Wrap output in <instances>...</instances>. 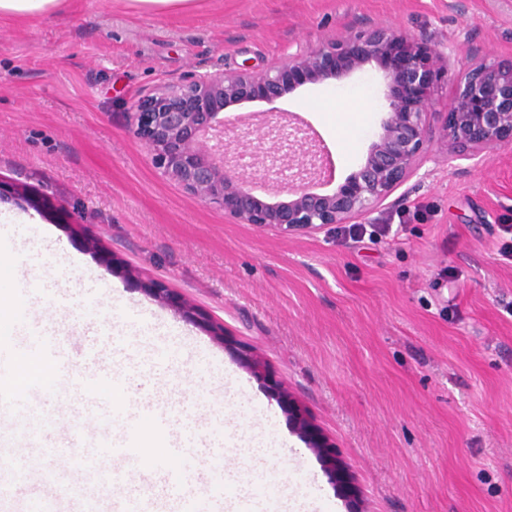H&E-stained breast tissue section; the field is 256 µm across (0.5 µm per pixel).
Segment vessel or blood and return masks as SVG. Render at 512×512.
Returning a JSON list of instances; mask_svg holds the SVG:
<instances>
[{"mask_svg":"<svg viewBox=\"0 0 512 512\" xmlns=\"http://www.w3.org/2000/svg\"><path fill=\"white\" fill-rule=\"evenodd\" d=\"M11 332L23 333L22 350L0 349V374L14 375L20 355L36 358L60 375H70L74 353L71 338L48 331L38 318L7 322ZM84 368L76 377L68 399L71 418L66 428L57 425L58 415L31 390L11 389L0 393V424L8 434L25 440L29 452L24 465L9 475H0V512H257L260 503L237 467L224 469V482L231 493L201 485L197 469L208 459L212 442L208 434L184 432L185 413L157 399L136 401L124 414L125 421L151 419L166 439V461L154 468L116 467L104 472L102 458L116 453L118 445L108 436H92L86 428L111 417L112 408L97 391L112 379V369L97 351H88ZM83 451L73 478L59 486L57 476L43 467V460L68 456L74 444Z\"/></svg>","mask_w":512,"mask_h":512,"instance_id":"1","label":"vessel or blood"}]
</instances>
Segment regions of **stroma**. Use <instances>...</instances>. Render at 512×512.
<instances>
[{
  "mask_svg": "<svg viewBox=\"0 0 512 512\" xmlns=\"http://www.w3.org/2000/svg\"><path fill=\"white\" fill-rule=\"evenodd\" d=\"M367 19L427 33L491 61L512 58V0H66L41 19L0 22V248L33 289L0 296L73 328H112V390L178 398L190 427L222 435L223 460L288 512H512V146L471 161L423 162L396 191L388 233L339 225L280 236L237 224L151 162L129 127L159 88L242 64ZM372 65L274 103L239 107L259 129L298 117L330 152L336 182L379 130ZM99 240L90 251L87 235ZM154 280L220 324V344L144 291ZM260 358L272 381L245 370ZM286 388L336 445L330 483L277 399Z\"/></svg>",
  "mask_w": 512,
  "mask_h": 512,
  "instance_id": "obj_1",
  "label": "stroma"
}]
</instances>
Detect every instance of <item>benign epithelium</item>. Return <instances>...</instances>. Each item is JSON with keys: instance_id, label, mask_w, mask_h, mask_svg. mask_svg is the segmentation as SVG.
Masks as SVG:
<instances>
[{"instance_id": "obj_1", "label": "benign epithelium", "mask_w": 512, "mask_h": 512, "mask_svg": "<svg viewBox=\"0 0 512 512\" xmlns=\"http://www.w3.org/2000/svg\"><path fill=\"white\" fill-rule=\"evenodd\" d=\"M454 55V48L429 35L360 22L332 40L298 43L263 69L200 74L164 87L137 102L129 113L130 129L148 146L163 176L236 223L283 235L315 232L388 209L395 189L429 158L467 159L477 167L484 155L512 145V59L480 61L456 79L452 109L442 118L441 152L431 155L432 96L438 82L455 79ZM372 64L383 70L379 131L358 169L333 192L316 190L324 177L321 150L298 125L271 123L255 141L248 128L239 129L232 142L224 139L233 107L273 103L303 84L339 83ZM245 156L248 172L242 169ZM146 291L195 318L193 308L168 289L151 282ZM239 359L253 376H267L257 357L242 351ZM280 399L307 435L308 449L326 464L329 480L341 478L334 445L288 392H280Z\"/></svg>"}]
</instances>
